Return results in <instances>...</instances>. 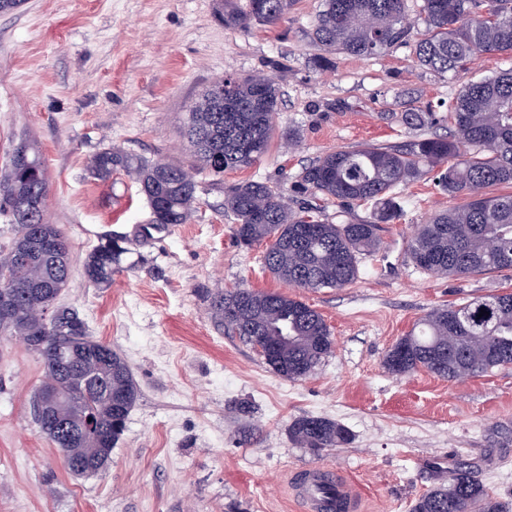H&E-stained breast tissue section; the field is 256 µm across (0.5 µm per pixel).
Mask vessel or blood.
<instances>
[{
  "label": "vessel or blood",
  "mask_w": 512,
  "mask_h": 512,
  "mask_svg": "<svg viewBox=\"0 0 512 512\" xmlns=\"http://www.w3.org/2000/svg\"><path fill=\"white\" fill-rule=\"evenodd\" d=\"M325 485L334 486V497L323 495L321 488ZM290 489L303 502L306 512H328L332 507L339 508L340 512H361L362 509L356 490L347 482L337 481L324 467L309 468L292 477Z\"/></svg>",
  "instance_id": "vessel-or-blood-1"
}]
</instances>
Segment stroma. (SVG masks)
<instances>
[{
    "mask_svg": "<svg viewBox=\"0 0 512 512\" xmlns=\"http://www.w3.org/2000/svg\"><path fill=\"white\" fill-rule=\"evenodd\" d=\"M221 0H21L0 12V167L21 140L34 144L49 185L45 218L71 246L61 304L127 361L139 388L109 464L75 476L42 435L32 400L41 356L0 337V512H303L292 472L324 466L355 484L364 512H410L467 462L512 512V366L448 380L397 376L391 347L433 308L512 292V270L467 278L417 268L408 241L417 224L457 206L426 175L401 187L402 215L359 258L342 288H288L263 265L265 244L236 243L220 184L276 185L301 202L302 166L362 144L383 147L447 134L459 81L416 64L411 45L370 57L339 55L314 69L308 39L320 0H296L278 23L246 29L217 19ZM264 74L280 92L276 134L252 166L200 175L189 223L150 228L137 185L88 170L112 146L188 163L185 107L228 75ZM431 108L415 129L402 112ZM294 134L285 146L280 134ZM127 236L130 251L106 285L84 262L100 235ZM250 288L289 293L317 309L333 340L306 377L286 379L215 322L210 295ZM303 416H323L352 436L315 454L292 441Z\"/></svg>",
    "mask_w": 512,
    "mask_h": 512,
    "instance_id": "1",
    "label": "stroma"
}]
</instances>
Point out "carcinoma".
Instances as JSON below:
<instances>
[{"label": "carcinoma", "mask_w": 512, "mask_h": 512, "mask_svg": "<svg viewBox=\"0 0 512 512\" xmlns=\"http://www.w3.org/2000/svg\"><path fill=\"white\" fill-rule=\"evenodd\" d=\"M224 0L220 20L227 28L251 23L275 24L294 0ZM408 0H322L309 39L317 53L312 64L325 69L337 54L370 57L413 43L416 63L453 76L469 70L484 54H512V0H422L424 30L406 21ZM231 109L216 112L215 88L186 106L184 135L193 169L148 160L108 147L90 162L93 177L106 182L123 173L145 197L150 223L167 228L187 223L199 204L196 175H220L246 167L268 152L279 112V90L271 78L252 75L226 90ZM430 111L402 113L409 128L428 123ZM450 135L419 136L398 145H361L337 150L304 166L296 176L299 192L334 199L341 205H371L370 217L357 224H335L316 204H286L277 187L243 181L224 188V211L236 221L234 235L246 247L267 242L264 266L296 288H343L359 275L358 257L379 246L378 225L399 219L396 189L427 174L450 197L465 203L439 212L408 243L412 262L432 276L463 277L512 269V195L488 189L512 184V70L463 83L448 105ZM24 154L8 157L0 169V214L14 237L0 255V293L11 296L0 333L30 336L47 369L44 387L63 394L41 420L40 431L60 450L66 468L74 462L108 464L112 447L130 413L138 387L126 360L88 335L77 310L56 304L70 278V247L61 229L44 218L48 196L45 168L36 149L23 142ZM125 236L106 233L88 255L85 274L107 284L128 252ZM216 322L253 345L273 347L278 360L270 368L287 379L307 376L330 352L325 319L307 303L282 293L238 288L211 295ZM487 314L480 315L481 311ZM405 340L403 369L426 370L443 379L477 375L512 366V293L474 297L460 305L433 309ZM77 354L80 373L65 377L61 357ZM92 417L103 436L65 440L60 426L75 427ZM293 440L318 453L349 443L338 422L303 416L290 427ZM411 512H504L471 466L457 462L448 486L419 497Z\"/></svg>", "instance_id": "carcinoma-1"}]
</instances>
